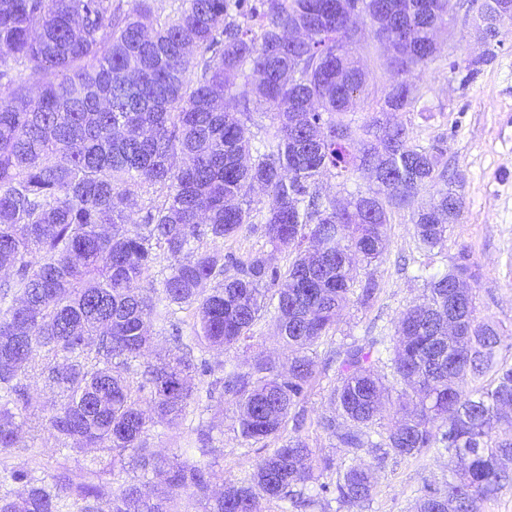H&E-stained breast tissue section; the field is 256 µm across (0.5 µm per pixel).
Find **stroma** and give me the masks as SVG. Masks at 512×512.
Returning a JSON list of instances; mask_svg holds the SVG:
<instances>
[{"label": "stroma", "mask_w": 512, "mask_h": 512, "mask_svg": "<svg viewBox=\"0 0 512 512\" xmlns=\"http://www.w3.org/2000/svg\"><path fill=\"white\" fill-rule=\"evenodd\" d=\"M476 13L461 7L454 23L442 38L437 58L415 84L421 100L415 111L397 112L396 123L407 127L414 143L428 146L439 142L447 146L450 167L464 176L461 191L463 210L457 224L448 233L442 252L426 255L418 243L410 210H395L388 226L389 246L382 258L374 262L354 257L358 284L374 280L378 291L370 306L349 301L340 311L333 335L313 351L315 376L308 397L297 413L304 418L301 430L286 426L283 435H301L317 455H330L337 461L346 456L334 437L320 425L323 416L332 411L330 394L338 382V364L334 353L351 344L363 343L369 336L393 334L399 313L423 294L424 285L415 280L419 265L428 264L445 270L460 249H467L471 262L479 266L482 278L477 286V316L494 322L504 330L512 329V36L504 37L496 46L494 58L471 69L469 60L484 50L476 31ZM359 55L369 73L367 95L361 100L350 119L360 126L368 112L378 107L390 83L384 63L387 51L371 36H364ZM254 214L235 236L225 239V253L240 260L255 256L269 259L275 267L284 269L293 255L290 250L273 249L261 222L260 212L266 198L260 191L249 194ZM170 261L159 257L143 282L156 302L157 318L152 319L151 354H165L174 349L171 330L161 314L165 303L161 299V282L169 272ZM185 344L194 346L196 357L205 359L212 368L203 377L204 388L187 409L180 426L162 422L150 425L148 443L151 448L169 458L180 456L184 449L194 447L197 425L212 426L214 451L208 460L227 482H236L251 473L261 459V452L244 453L243 440L234 430L235 408L232 404L209 396L211 380L223 377L225 371L249 370L256 355L271 356L287 364L288 352L278 342L271 316L265 315L253 327L249 341L228 350L197 348L194 345L192 310L177 312ZM32 397L33 416L24 427L15 448L0 454V493L20 492L8 473L18 464H27L37 476L50 477L61 466L69 468L75 480L86 477L85 466L96 457V450L70 452L61 449L47 431L38 429V412L58 402L55 389L45 386L36 377L27 380ZM448 477L446 457L427 453L418 458L388 460L376 471V488L367 512H411L425 483H442Z\"/></svg>", "instance_id": "35a3bbf8"}]
</instances>
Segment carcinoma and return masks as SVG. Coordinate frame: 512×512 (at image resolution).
Returning <instances> with one entry per match:
<instances>
[{
	"instance_id": "cac0c4a2",
	"label": "carcinoma",
	"mask_w": 512,
	"mask_h": 512,
	"mask_svg": "<svg viewBox=\"0 0 512 512\" xmlns=\"http://www.w3.org/2000/svg\"><path fill=\"white\" fill-rule=\"evenodd\" d=\"M182 0L156 24L149 0L128 10L112 0H0V452L15 447L35 374L61 401L48 431L73 449L98 448L112 464L132 453L149 482H76L66 469L47 483L21 464L10 471L24 494H0V512H179L186 492L202 512H257L259 498L289 499L298 509L336 502V512H365L372 468L322 459L299 436L271 448L249 478L224 485L213 466L167 461L147 445L144 406L178 426L195 400L196 378L211 372L191 353L129 373L150 344L156 306L140 293L149 269L171 259L162 282L169 306L192 307L195 339L230 348L250 338L273 308L280 340L294 352L288 372L263 356L247 372L210 383L236 407L246 441L278 439L293 406L305 399L315 369L308 350L329 336L354 293L350 255L372 262L388 247L394 209H410L427 185L436 194L412 212L428 252L448 240L461 216L448 176L447 149L416 145L390 112H413L412 78L439 52L437 33L455 19L453 0ZM392 51L379 110L359 130L339 119L366 95L368 72L358 34L367 21ZM478 30L488 61L492 40L512 25V0H481ZM38 85L31 94L27 83ZM271 115L275 133L252 150L253 110ZM369 171L376 189L338 204L322 197L331 171ZM267 196L265 233L295 259L284 272L262 257L224 255V239L249 223L248 193ZM145 212L131 234L133 209ZM319 239L314 249L303 247ZM482 274L461 249L443 271L425 270L420 302L400 312L391 337L372 336L339 354V382L325 431L340 447L363 449L380 467L391 456L435 450L448 478L425 486L414 512H485L512 488V437L495 429L511 420L512 336L480 321L471 288ZM467 335L448 336V304ZM381 363L392 379L374 370ZM399 390L396 423L373 428L383 399ZM337 474L334 483L323 473Z\"/></svg>"
}]
</instances>
